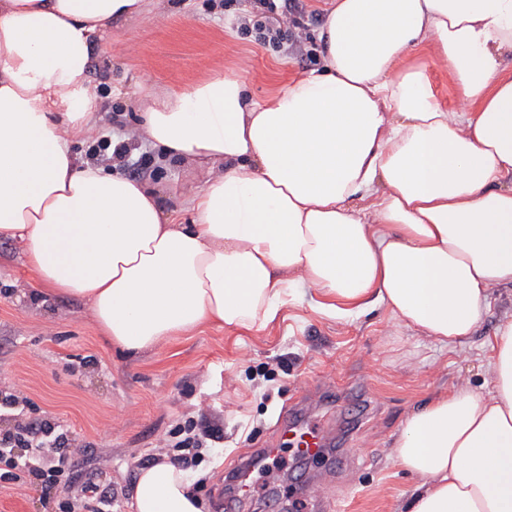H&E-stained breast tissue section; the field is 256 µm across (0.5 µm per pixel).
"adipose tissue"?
Masks as SVG:
<instances>
[{
	"mask_svg": "<svg viewBox=\"0 0 512 512\" xmlns=\"http://www.w3.org/2000/svg\"><path fill=\"white\" fill-rule=\"evenodd\" d=\"M146 0H0V237L49 294L86 300L144 351L205 323L261 326L294 289L339 317L372 306L464 344L512 284V0H331L321 70L262 101L228 72L153 98L128 141L208 168L163 214L146 182L73 151L93 129L87 74L113 21ZM427 48L431 65L411 64ZM438 66L464 108L448 111ZM489 387L412 412L393 457L407 512H512V319ZM187 473L140 470L135 512H203ZM428 73L440 104L446 108H452L456 98L448 82V73L434 66H429Z\"/></svg>",
	"mask_w": 512,
	"mask_h": 512,
	"instance_id": "ef3b65f1",
	"label": "adipose tissue"
}]
</instances>
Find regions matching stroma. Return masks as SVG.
Returning a JSON list of instances; mask_svg holds the SVG:
<instances>
[{
  "label": "stroma",
  "mask_w": 512,
  "mask_h": 512,
  "mask_svg": "<svg viewBox=\"0 0 512 512\" xmlns=\"http://www.w3.org/2000/svg\"><path fill=\"white\" fill-rule=\"evenodd\" d=\"M239 13L224 0H150L143 15L114 23L93 50L88 89L96 125L76 152L91 159L92 145L124 131L149 97L170 86L232 71L261 100L289 74L321 68V60L276 52L241 34ZM119 170L154 183L165 209L182 188L207 178L189 159L157 164L146 145ZM319 300L306 287L262 327L205 324L133 354L105 336L83 300L43 297L20 242L1 238L0 379L25 400L26 420H56L88 451L52 486L0 481V512H59L69 482L89 479L112 487V512H134L132 489L155 446L192 423L209 430L211 441L188 469L191 490L204 512H222L225 470L252 449L277 444L278 418L298 401L302 381L333 393L307 418L332 440V454L348 460L344 469L332 467L330 456L307 465L309 478L329 480L333 503L318 505L290 486L293 454L283 449V467L253 476L237 512H271L275 493L282 512H402L419 479L397 463L392 443L409 414L458 380L486 385L487 343L499 322L512 318V287L494 289L470 340L450 346L420 337L384 309L343 319L324 312Z\"/></svg>",
  "instance_id": "obj_1"
}]
</instances>
